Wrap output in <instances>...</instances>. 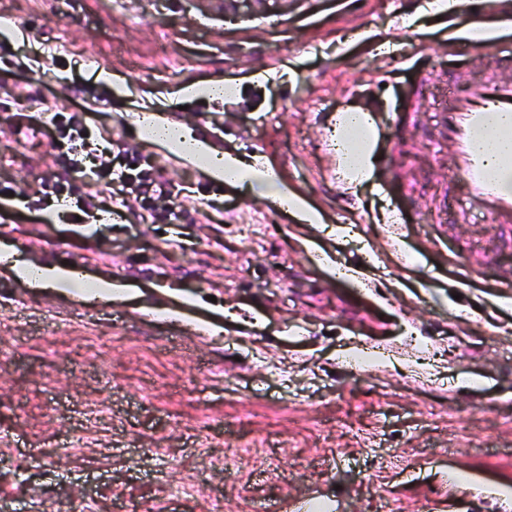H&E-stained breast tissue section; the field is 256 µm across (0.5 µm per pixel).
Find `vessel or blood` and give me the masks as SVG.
I'll return each instance as SVG.
<instances>
[{
  "label": "vessel or blood",
  "mask_w": 512,
  "mask_h": 512,
  "mask_svg": "<svg viewBox=\"0 0 512 512\" xmlns=\"http://www.w3.org/2000/svg\"><path fill=\"white\" fill-rule=\"evenodd\" d=\"M445 133L453 148L456 172L462 176L470 202L493 223L512 224V80L468 83L452 91L444 105ZM505 143L489 160L483 135Z\"/></svg>",
  "instance_id": "obj_1"
}]
</instances>
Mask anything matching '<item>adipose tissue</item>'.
Here are the masks:
<instances>
[{
	"instance_id": "adipose-tissue-1",
	"label": "adipose tissue",
	"mask_w": 512,
	"mask_h": 512,
	"mask_svg": "<svg viewBox=\"0 0 512 512\" xmlns=\"http://www.w3.org/2000/svg\"><path fill=\"white\" fill-rule=\"evenodd\" d=\"M141 127L151 141L165 150H177L181 157L197 164L207 175L226 182H241L251 191L271 198L300 221L314 224L319 220L295 190L276 182L272 169H257L238 154L219 153L206 141L196 138L189 126L170 123L156 112L143 113ZM340 163L348 175L349 187L370 182L374 176L378 131L372 113L360 109L342 113L336 128ZM0 269L34 288L69 295L83 301L92 299L127 300V283L109 277L87 279L75 270L44 264L29 258L14 245H0Z\"/></svg>"
}]
</instances>
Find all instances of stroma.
I'll return each mask as SVG.
<instances>
[{"instance_id": "1", "label": "stroma", "mask_w": 512, "mask_h": 512, "mask_svg": "<svg viewBox=\"0 0 512 512\" xmlns=\"http://www.w3.org/2000/svg\"><path fill=\"white\" fill-rule=\"evenodd\" d=\"M472 13L495 53L453 37ZM472 13L0 0V241L139 291L105 312L0 273V512H512V229L468 201L441 126L445 85L512 60V0ZM217 82L236 94L178 95ZM353 108L379 137L351 192L331 135ZM144 111L271 166L319 223L216 188L134 133ZM55 112L158 168L179 220L104 181L54 214L40 180L65 150L17 129Z\"/></svg>"}]
</instances>
